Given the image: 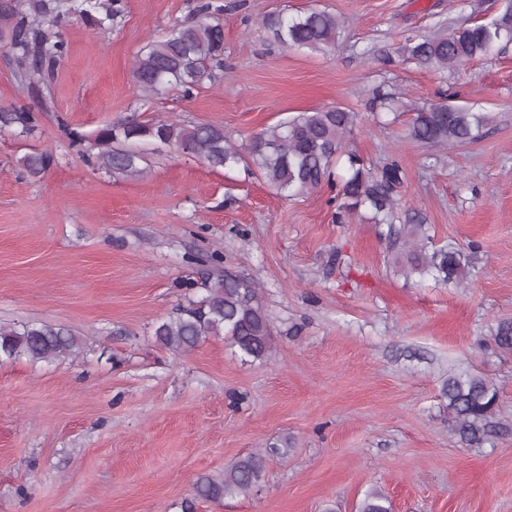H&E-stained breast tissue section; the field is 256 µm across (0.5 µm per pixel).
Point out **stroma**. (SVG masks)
I'll use <instances>...</instances> for the list:
<instances>
[{"instance_id": "35a3bbf8", "label": "stroma", "mask_w": 512, "mask_h": 512, "mask_svg": "<svg viewBox=\"0 0 512 512\" xmlns=\"http://www.w3.org/2000/svg\"><path fill=\"white\" fill-rule=\"evenodd\" d=\"M196 2L127 0L107 32L69 23L36 132L0 131V322L79 344L51 362L0 361V512H180L198 476L282 439L287 456L268 458L257 488L197 512H358L373 491L391 512H512V354L491 339L512 321V46L453 72L397 55L406 37L492 18L500 0H224L223 77L139 107L136 52ZM313 7L343 23L330 50L283 47L260 25ZM378 89L494 121L474 143L413 142L410 113L370 109ZM336 105L356 114L361 157L397 155L400 206L421 212L434 246L471 256L461 287L405 279L378 225L336 223L328 189L287 198L153 143L129 179L87 165L67 136L135 114L218 125L242 146ZM33 150L53 158L38 179L20 164ZM224 272L260 286L267 358L220 336L160 345L156 321ZM463 371L498 392L504 429L478 448L454 434L442 395Z\"/></svg>"}]
</instances>
